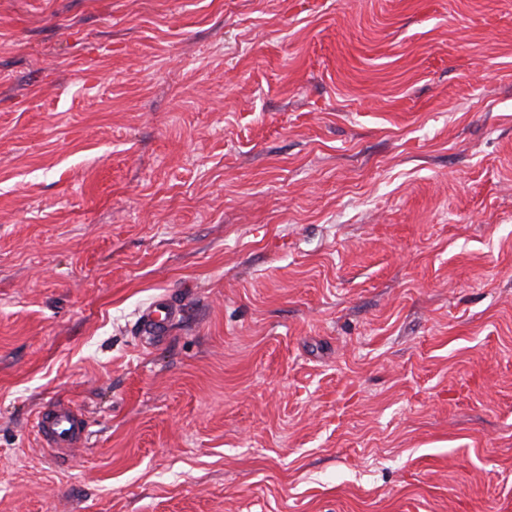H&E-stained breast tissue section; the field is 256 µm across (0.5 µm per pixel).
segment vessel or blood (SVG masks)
<instances>
[{
    "mask_svg": "<svg viewBox=\"0 0 512 512\" xmlns=\"http://www.w3.org/2000/svg\"><path fill=\"white\" fill-rule=\"evenodd\" d=\"M176 310L164 302L147 306L141 314V326L146 333L164 337ZM34 427L45 447L52 453L67 455L78 447L87 432L84 414L74 404L55 401L45 405L37 414Z\"/></svg>",
    "mask_w": 512,
    "mask_h": 512,
    "instance_id": "b4317fda",
    "label": "vessel or blood"
}]
</instances>
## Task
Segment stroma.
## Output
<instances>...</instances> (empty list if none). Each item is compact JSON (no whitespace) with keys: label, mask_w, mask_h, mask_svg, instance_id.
Returning <instances> with one entry per match:
<instances>
[{"label":"stroma","mask_w":512,"mask_h":512,"mask_svg":"<svg viewBox=\"0 0 512 512\" xmlns=\"http://www.w3.org/2000/svg\"><path fill=\"white\" fill-rule=\"evenodd\" d=\"M0 512H512V0H0ZM176 313V309L171 305L165 302H154L142 311L141 326L146 333L161 339L168 335L169 324ZM34 427L45 447L62 456L78 447L87 432L82 411L71 402L62 401L45 405L38 412Z\"/></svg>","instance_id":"35a3bbf8"}]
</instances>
